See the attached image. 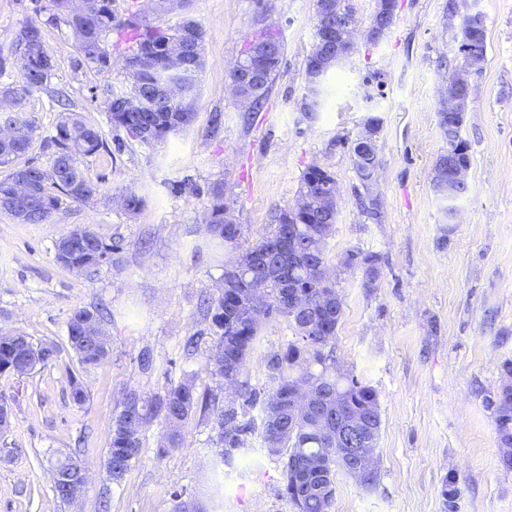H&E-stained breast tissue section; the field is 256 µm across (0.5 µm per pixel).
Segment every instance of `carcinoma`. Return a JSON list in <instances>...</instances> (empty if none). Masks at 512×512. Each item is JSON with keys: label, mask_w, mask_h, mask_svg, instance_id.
<instances>
[{"label": "carcinoma", "mask_w": 512, "mask_h": 512, "mask_svg": "<svg viewBox=\"0 0 512 512\" xmlns=\"http://www.w3.org/2000/svg\"><path fill=\"white\" fill-rule=\"evenodd\" d=\"M464 0H448V16L460 17L456 39L462 64L454 69L449 83H469L481 72L483 64L470 58L468 47L486 42L485 28L470 24L462 12ZM63 19L73 32L77 49L89 62L104 67L111 52L105 47L107 35L115 34L113 47L122 51L125 66L132 78L126 92H116L108 85L102 89V103L110 123L125 131L128 140H115V152L127 148V141L143 145L164 142L170 135L187 129L195 118L193 102L196 81L203 66L204 31L191 18L175 26L162 23L141 24L137 20V0L128 5L127 17L121 19L112 10V0H50L48 21ZM325 18L339 28L352 19L344 0H316L315 19ZM187 44L188 62L182 70L169 68L168 47ZM285 46L281 32L271 26L247 41L242 62L259 70L261 80L243 86L249 102L247 111L258 112L266 102L268 91L280 67ZM16 66L19 83L0 90L10 103L0 109V126L12 125L15 134L0 138V166L10 167L0 178V213L20 224H45L66 202H83L98 194V186L88 179L81 164L84 158L108 150L101 129L85 123L77 114L65 112L56 125L55 135L45 146L53 150V162L46 170L31 163L17 161L32 146L38 130L36 120L28 113L26 101L33 92L48 87L54 68L41 28L35 24L22 28L16 36L15 50L0 56V71ZM336 58L314 45L306 56L305 75L318 68L331 69ZM177 85L180 94L168 97L163 87ZM471 96L462 95L453 109L456 138L448 140V152L438 156L432 185H443L448 198L456 201L466 185L455 181L454 169L470 166L468 143L461 138ZM379 167L378 153L356 160L361 186L369 190L370 177ZM26 177L32 192L20 193L18 181ZM336 184L331 172L310 166L302 175L299 201L303 208L291 213L283 208L275 217L274 231L240 252L235 262L224 265L220 288L203 299L204 316L216 336L208 348L210 373L235 387V399L224 403L217 394L197 391V377L187 375L170 385L164 394L145 398L141 393L127 392L122 410L112 417V436L106 453V470L114 484H121L141 448V430L152 419L160 418L166 427L159 453L178 448L182 428L197 411H209L217 425L216 465L234 468L239 455L249 448L253 436L261 434L268 453L276 457L281 469L283 494L296 512H330L336 496V469L347 470L345 455L336 447V416L360 413L368 428V447L376 448L381 415L375 390L357 379L336 370L331 342L343 316V302L336 289H328L320 268L325 266V241L337 221L338 207L325 209L317 204L325 185ZM205 224L212 239L226 248L238 247L241 228L229 221L231 207L224 199V187L216 184L207 191ZM122 208L130 215L145 206L144 197L127 189L120 194ZM122 244L106 241L90 225L71 228L55 242V258L63 267L91 280L102 264L121 254ZM345 265L362 266L366 285L375 279L373 259L359 251L348 254ZM264 301L253 307L257 296ZM107 308L79 306L67 321L68 342L83 369L102 364L109 356V343L102 338L95 343L87 338L89 322L102 328ZM280 316L293 326L297 339L285 348L270 353L264 360L266 384L256 388L242 379L248 359L254 350L263 321ZM57 351L52 346H35L22 334H0V373L24 374L38 364L53 360ZM309 377L317 386L315 404L293 406L288 389L300 377ZM493 409L497 433L506 448H512V383L504 384L495 398L488 400ZM318 465L306 466L308 459ZM81 466L80 460L68 455L58 460L52 488L57 498L72 503L83 497L88 486L79 493L60 483V475Z\"/></svg>", "instance_id": "cac0c4a2"}]
</instances>
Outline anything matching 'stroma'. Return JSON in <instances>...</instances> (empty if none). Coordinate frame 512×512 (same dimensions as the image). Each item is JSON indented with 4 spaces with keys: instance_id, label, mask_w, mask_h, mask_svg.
I'll return each mask as SVG.
<instances>
[{
    "instance_id": "stroma-1",
    "label": "stroma",
    "mask_w": 512,
    "mask_h": 512,
    "mask_svg": "<svg viewBox=\"0 0 512 512\" xmlns=\"http://www.w3.org/2000/svg\"><path fill=\"white\" fill-rule=\"evenodd\" d=\"M48 3L0 0V49L36 23L53 57L49 87L27 104L39 129L25 159L43 168L51 162L44 143L60 117L54 91H66L72 112L110 140L118 131L98 94L107 84L130 86L120 52L107 68L84 60L69 27L48 22ZM478 8L487 55L472 78L462 128L471 165L452 224L444 223L431 184L435 161L448 149L437 117L447 66L461 60L448 0H397L385 35L375 43L361 35L329 71L311 118L299 104L315 43V0H189L166 16L170 25L190 17L204 30L193 123L151 147L133 143L119 155L86 157L82 170L99 195L63 205L49 223L19 224L0 214V330L58 351L28 373L0 374L9 409V425L0 429V512H173L177 491L195 495L207 512H294L261 437L236 468L214 475L213 419L201 411L186 423L182 446L163 456L165 427L158 418L148 423L121 484L108 480L105 452L127 390L153 396L194 373L199 391L229 395L208 373L206 350L183 349L206 327L200 296L221 284L225 262L208 243L205 199L192 187L223 184L245 248L273 230L278 210L296 203L311 165L336 180L338 221L325 245L344 305L333 341L336 367L375 389L382 421L374 484L337 471L331 512H512V466L503 462L487 405L512 381V0H479ZM267 25L280 30L285 51L264 110L250 116L229 91V69ZM370 116L380 120L375 217L359 204L364 190L353 154ZM128 187L146 199L134 216L116 202ZM82 224L105 240H123L125 263L103 264L91 280L57 263V238ZM145 236L150 246L142 251L137 243ZM352 250L373 256L372 287L364 285L363 268L345 266ZM101 301L112 312L104 324L111 351L85 371L69 346L67 320L75 307ZM295 338L284 318L266 322L244 373L252 386L264 384L265 356ZM145 353L153 359L147 371L140 365ZM72 373L86 391L80 405L70 397ZM65 453L92 472L74 505L52 488L51 466Z\"/></svg>"
}]
</instances>
